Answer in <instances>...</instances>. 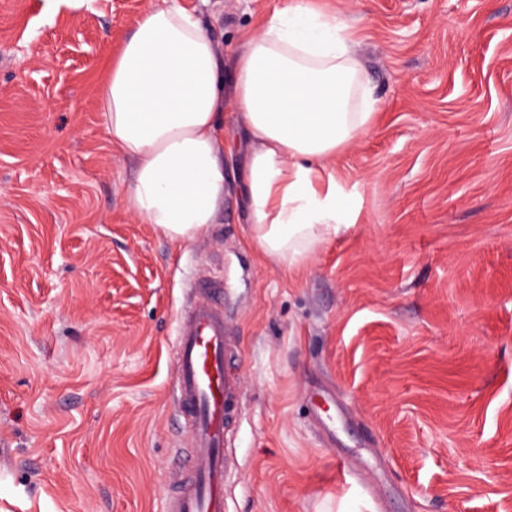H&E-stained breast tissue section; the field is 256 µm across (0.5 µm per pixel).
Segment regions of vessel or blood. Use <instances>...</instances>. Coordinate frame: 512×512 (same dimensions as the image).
<instances>
[{
	"label": "vessel or blood",
	"instance_id": "1",
	"mask_svg": "<svg viewBox=\"0 0 512 512\" xmlns=\"http://www.w3.org/2000/svg\"><path fill=\"white\" fill-rule=\"evenodd\" d=\"M199 299L182 312L174 349L175 396L191 432V477L164 512H224L225 421L234 411L240 384L224 368L230 336L220 302L223 285L196 283Z\"/></svg>",
	"mask_w": 512,
	"mask_h": 512
}]
</instances>
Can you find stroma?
<instances>
[{"label": "stroma", "mask_w": 512, "mask_h": 512, "mask_svg": "<svg viewBox=\"0 0 512 512\" xmlns=\"http://www.w3.org/2000/svg\"><path fill=\"white\" fill-rule=\"evenodd\" d=\"M176 2L229 82L293 0ZM301 2L352 29L374 116L325 170L350 223L285 270L248 241L243 152L193 241L128 208L96 101L155 0H0V512H162L202 276L241 381L227 512H512V0Z\"/></svg>", "instance_id": "35a3bbf8"}]
</instances>
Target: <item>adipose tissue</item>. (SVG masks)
Here are the masks:
<instances>
[{
  "mask_svg": "<svg viewBox=\"0 0 512 512\" xmlns=\"http://www.w3.org/2000/svg\"><path fill=\"white\" fill-rule=\"evenodd\" d=\"M348 26L302 5L241 39L233 101L248 148L249 240L285 266L338 231L349 203L327 163L372 120ZM109 141L134 164L130 210L172 242L224 209V56L195 12L158 5L120 44L97 100Z\"/></svg>",
  "mask_w": 512,
  "mask_h": 512,
  "instance_id": "ef3b65f1",
  "label": "adipose tissue"
}]
</instances>
